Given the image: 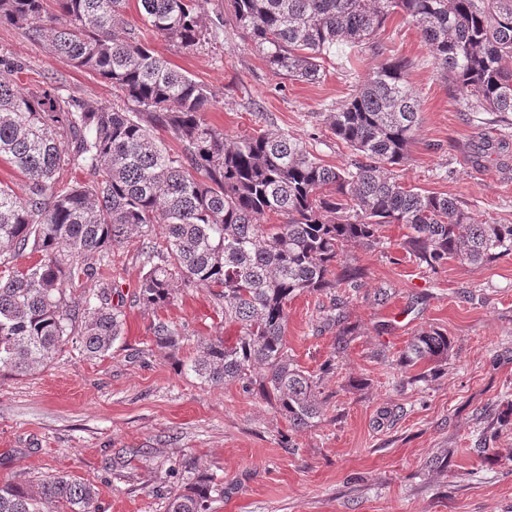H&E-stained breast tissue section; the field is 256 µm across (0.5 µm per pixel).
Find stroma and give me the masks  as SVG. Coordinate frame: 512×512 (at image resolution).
<instances>
[{"instance_id": "1", "label": "stroma", "mask_w": 512, "mask_h": 512, "mask_svg": "<svg viewBox=\"0 0 512 512\" xmlns=\"http://www.w3.org/2000/svg\"><path fill=\"white\" fill-rule=\"evenodd\" d=\"M232 13L231 0H208L204 22L220 15L224 25L192 50L150 40L175 69L215 92L212 124L231 135L295 134L325 164L345 166L352 153L331 133L327 113L346 103L353 76L403 56L423 121L396 178L462 201L477 223L512 224V152L484 151L487 140L512 141V125L463 107L414 25L391 16L374 46L358 50L355 73L340 50L311 83L267 66ZM1 56L24 63L20 87L55 77L63 94L113 101L110 83L69 66L21 28L0 25ZM403 233L392 224L384 231L390 248L351 247L366 278L344 306L356 336L334 367L326 361L336 332L315 320L329 296L289 300L288 346L320 376L327 399L322 422L300 430L260 396L184 370L200 342L234 337L235 329L205 289L180 287L174 303L157 310L135 301L139 242L112 248L99 274L71 293L117 285L122 336L99 359L68 347L45 369L0 376V479L70 474L98 487L99 512H167L152 470L185 457L196 473L224 481L210 512H512V256L480 268L452 260L428 272L400 249ZM379 288L390 291L382 306L373 302ZM158 318L180 330V350L154 346ZM430 327L447 335L448 357L428 381L402 385L398 358ZM119 448L148 451L132 477L104 467Z\"/></svg>"}]
</instances>
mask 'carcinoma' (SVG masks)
Masks as SVG:
<instances>
[{
    "label": "carcinoma",
    "instance_id": "cac0c4a2",
    "mask_svg": "<svg viewBox=\"0 0 512 512\" xmlns=\"http://www.w3.org/2000/svg\"><path fill=\"white\" fill-rule=\"evenodd\" d=\"M148 29L192 50L206 42L203 0H136ZM129 0H0V23L17 26L77 69L112 84V105L63 96L48 84L19 88L26 64L0 58V157L26 176L23 192L0 184V268L27 249L40 262L0 276V374H28L71 343L104 356L121 336L124 297L102 288L73 300L74 282L96 274L110 249L159 231L162 251L141 252L135 298L160 309L175 285L206 288L237 327L235 341L200 343L187 370L233 383L274 403L294 429L324 415L320 377L288 348V300L304 292H356L366 273L348 261L358 243L384 246L401 224V249L435 272L448 260L480 267L512 255V224H477L455 198L398 182L420 103L399 57L354 85L329 129L351 147L343 168L324 164L302 138L253 130L229 135L211 124L214 93L122 27ZM233 19L273 69L301 81L323 75L339 48L374 39L399 14L416 25L444 80L467 108L512 113V0H233ZM64 21H59L58 16ZM167 134L173 150L157 136ZM80 168L83 185L62 180ZM275 215L283 222L270 224ZM333 298L318 320L338 327L330 361L354 329ZM154 345L176 351L181 332L157 320ZM448 337L430 328L401 354L405 368L448 357ZM146 454L120 449L105 461L119 474ZM186 461L158 469L156 495L168 512H209L224 487L209 478L182 485ZM99 489L68 475L0 482V512H98Z\"/></svg>",
    "mask_w": 512,
    "mask_h": 512
}]
</instances>
